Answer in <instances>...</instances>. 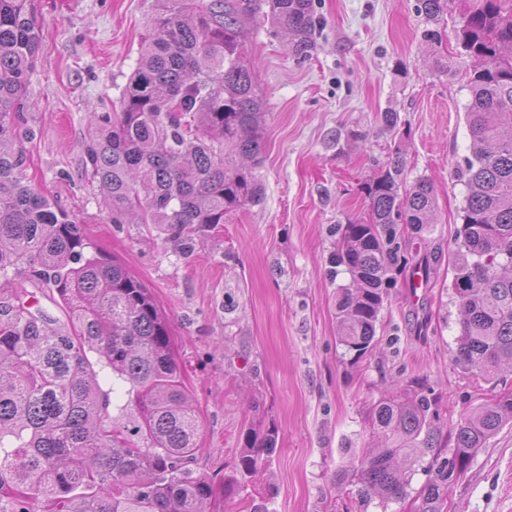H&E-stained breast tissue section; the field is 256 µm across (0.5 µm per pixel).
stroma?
I'll list each match as a JSON object with an SVG mask.
<instances>
[{"instance_id":"35a3bbf8","label":"stroma","mask_w":512,"mask_h":512,"mask_svg":"<svg viewBox=\"0 0 512 512\" xmlns=\"http://www.w3.org/2000/svg\"><path fill=\"white\" fill-rule=\"evenodd\" d=\"M43 42L30 106L17 129L28 185L81 224L93 249L113 255L153 291L175 334L179 364L202 424L189 467L222 482L244 448L243 430L276 427L278 450L224 512H340L339 480L375 441L374 404L417 379L439 398L441 433L512 374L484 381L457 366L459 313L450 288L471 155L466 122L471 61L459 45L469 0H447L427 23L417 0H314L320 34L295 56L259 0L244 33L265 102L262 196L191 245L162 224H116L89 181L91 108L116 110L135 67L154 0H32ZM438 37L428 40L427 30ZM398 115L388 128L380 115ZM403 179L434 184V222L406 233L407 271L379 315L377 345L356 362L339 343L336 295L350 277L330 261L336 228L368 220L365 183L394 155ZM430 276L409 296V269ZM447 512H512V423L479 451L445 495Z\"/></svg>"}]
</instances>
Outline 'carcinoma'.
<instances>
[{"label": "carcinoma", "instance_id": "1", "mask_svg": "<svg viewBox=\"0 0 512 512\" xmlns=\"http://www.w3.org/2000/svg\"><path fill=\"white\" fill-rule=\"evenodd\" d=\"M30 0H0V278L39 266L66 325L14 293L0 300V512H224L276 452L273 427L246 431L222 484L187 467L197 451L191 404L171 322L152 290L116 258L89 252L80 225L23 184L14 148L29 75L43 38ZM291 52L315 47L313 0H265ZM447 0H418L432 22ZM256 0H155L149 34L120 110L89 113L85 152L114 224H165L187 242L224 216L260 202L261 114L243 30ZM461 47L472 60L466 120L472 157L455 238L451 288L461 321L455 362L486 381L512 371V0H479ZM395 156L365 185L371 216L338 229L331 263L352 287L336 304L339 341L359 360L376 345L391 273L407 262L401 227L434 223V187H403ZM126 386L131 418L110 415L88 352ZM437 400L420 383L383 396L370 417L383 441L352 462L345 512L386 508L410 495L425 453L422 512H443L445 491L512 422V392L467 413L442 439ZM448 448V455L438 453Z\"/></svg>", "mask_w": 512, "mask_h": 512}]
</instances>
